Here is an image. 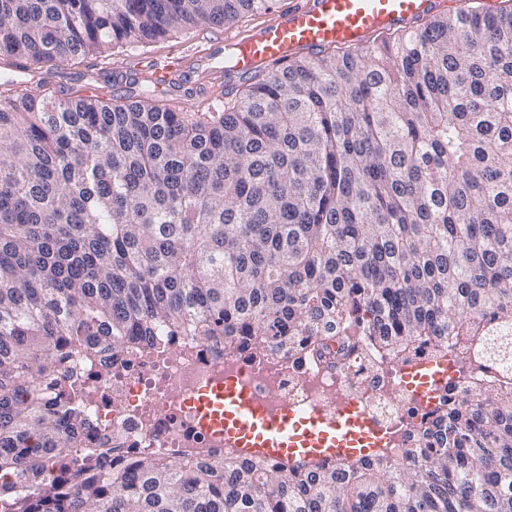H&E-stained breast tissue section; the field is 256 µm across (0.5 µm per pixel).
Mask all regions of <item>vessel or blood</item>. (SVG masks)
<instances>
[{"label": "vessel or blood", "mask_w": 512, "mask_h": 512, "mask_svg": "<svg viewBox=\"0 0 512 512\" xmlns=\"http://www.w3.org/2000/svg\"><path fill=\"white\" fill-rule=\"evenodd\" d=\"M456 5L457 0H297L293 8L265 22L256 33L230 37L232 70L255 72L298 52L337 43L360 46L380 30L407 26L440 7ZM213 57V48L202 44L189 56H173L154 66L150 77L162 89L188 61L205 62ZM208 422L223 429L231 447L255 457L295 453L308 458L351 456L359 445L381 443L380 433L361 415L335 420L294 410L272 413L231 384L214 390Z\"/></svg>", "instance_id": "vessel-or-blood-1"}]
</instances>
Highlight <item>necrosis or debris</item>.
I'll list each match as a JSON object with an SVG mask.
<instances>
[{"label": "necrosis or debris", "instance_id": "1", "mask_svg": "<svg viewBox=\"0 0 512 512\" xmlns=\"http://www.w3.org/2000/svg\"><path fill=\"white\" fill-rule=\"evenodd\" d=\"M84 404L105 455L118 460L151 454L173 463L227 455L200 424L204 398L218 380H237L269 410L294 406L325 415L352 404L396 446L432 410L404 379L407 367L362 348L339 368L309 351L278 348L255 354L189 336L165 337L160 348L105 365L74 356Z\"/></svg>", "mask_w": 512, "mask_h": 512}]
</instances>
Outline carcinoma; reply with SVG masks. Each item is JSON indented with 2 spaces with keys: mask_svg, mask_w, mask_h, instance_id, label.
I'll return each instance as SVG.
<instances>
[{
  "mask_svg": "<svg viewBox=\"0 0 512 512\" xmlns=\"http://www.w3.org/2000/svg\"><path fill=\"white\" fill-rule=\"evenodd\" d=\"M273 0H0V58L59 66ZM0 91V512H512V6L258 71L201 109ZM159 336L487 363L404 444L317 465L125 467L69 353ZM83 474L71 485V476Z\"/></svg>",
  "mask_w": 512,
  "mask_h": 512,
  "instance_id": "cac0c4a2",
  "label": "carcinoma"
}]
</instances>
